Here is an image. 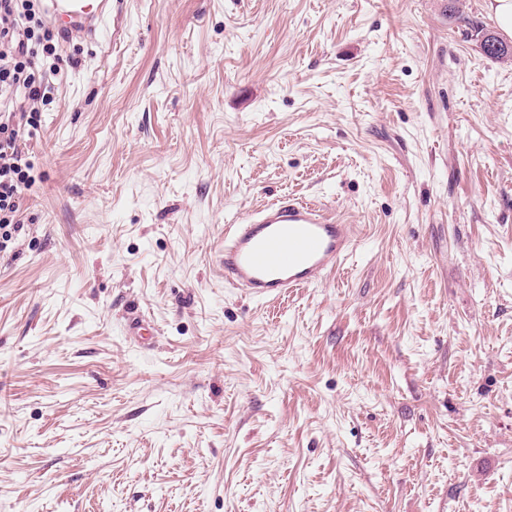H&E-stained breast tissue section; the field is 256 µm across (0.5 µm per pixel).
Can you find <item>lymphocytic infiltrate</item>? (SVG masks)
I'll use <instances>...</instances> for the list:
<instances>
[{
  "mask_svg": "<svg viewBox=\"0 0 512 512\" xmlns=\"http://www.w3.org/2000/svg\"><path fill=\"white\" fill-rule=\"evenodd\" d=\"M42 0H0V230L16 223L31 179L20 145L38 100L39 57L55 55L60 36L47 26Z\"/></svg>",
  "mask_w": 512,
  "mask_h": 512,
  "instance_id": "lymphocytic-infiltrate-1",
  "label": "lymphocytic infiltrate"
}]
</instances>
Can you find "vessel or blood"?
<instances>
[{
  "mask_svg": "<svg viewBox=\"0 0 512 512\" xmlns=\"http://www.w3.org/2000/svg\"><path fill=\"white\" fill-rule=\"evenodd\" d=\"M357 241L317 204L284 198L224 231V281L272 301L340 267Z\"/></svg>",
  "mask_w": 512,
  "mask_h": 512,
  "instance_id": "vessel-or-blood-1",
  "label": "vessel or blood"
}]
</instances>
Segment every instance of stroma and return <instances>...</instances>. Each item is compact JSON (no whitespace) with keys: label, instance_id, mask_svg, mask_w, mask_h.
Instances as JSON below:
<instances>
[{"label":"stroma","instance_id":"stroma-1","mask_svg":"<svg viewBox=\"0 0 512 512\" xmlns=\"http://www.w3.org/2000/svg\"><path fill=\"white\" fill-rule=\"evenodd\" d=\"M470 19L498 31L485 0L50 18L0 237V512H512V59ZM282 198L357 244L262 302L224 227Z\"/></svg>","mask_w":512,"mask_h":512}]
</instances>
